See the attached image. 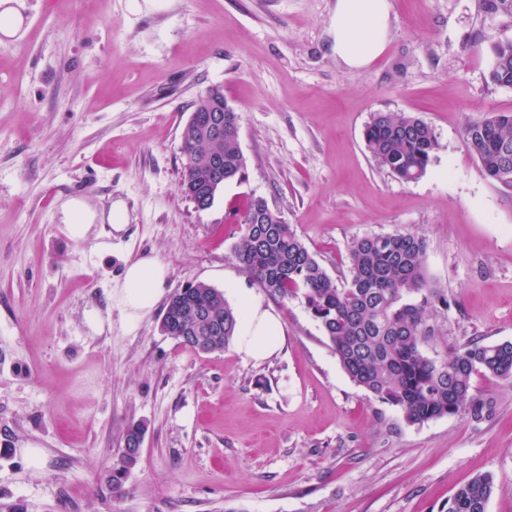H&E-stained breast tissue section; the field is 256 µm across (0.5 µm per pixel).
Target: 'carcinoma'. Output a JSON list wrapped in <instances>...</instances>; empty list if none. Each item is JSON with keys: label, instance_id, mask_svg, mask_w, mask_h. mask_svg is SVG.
<instances>
[{"label": "carcinoma", "instance_id": "cac0c4a2", "mask_svg": "<svg viewBox=\"0 0 512 512\" xmlns=\"http://www.w3.org/2000/svg\"><path fill=\"white\" fill-rule=\"evenodd\" d=\"M491 82L512 87V41L493 47ZM376 164L405 182L421 178L439 143L422 118L406 112H378L364 132ZM464 139L483 174L512 191V113L498 112L469 123ZM190 159L182 168L181 191L193 189L201 206L214 201L218 185L245 173L246 158L237 141L205 139L179 147ZM222 156V168L209 175V159ZM257 199L241 216L240 236L233 247L239 267L272 298L301 297L328 338L348 377L368 395L397 407L412 424L453 415L480 420L489 406L475 391L478 376L512 378V341L471 338L443 356L428 349L442 334L440 310L448 295L426 276V240L410 231L356 238L348 245L349 266L335 281L304 244L293 225L278 213L254 220ZM204 311L219 325L214 349L235 340L239 312L224 294L207 284L175 292L167 304L161 332L195 351L191 339L195 314ZM139 456L121 449L112 467V483L120 489ZM494 489L489 475H477L460 487L448 512H486Z\"/></svg>", "mask_w": 512, "mask_h": 512}]
</instances>
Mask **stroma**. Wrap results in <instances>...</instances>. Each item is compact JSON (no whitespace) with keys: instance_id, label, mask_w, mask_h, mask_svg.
<instances>
[{"instance_id":"35a3bbf8","label":"stroma","mask_w":512,"mask_h":512,"mask_svg":"<svg viewBox=\"0 0 512 512\" xmlns=\"http://www.w3.org/2000/svg\"><path fill=\"white\" fill-rule=\"evenodd\" d=\"M0 37V512H448L491 475L512 512V379L475 385L489 417L406 422L345 374L301 298L263 296L285 349L196 354L127 319L126 257L166 266V294L258 287L233 258L234 215L264 198L328 274L357 237L412 231L451 306L432 351L512 340V191L486 178L466 125L512 112L488 52L512 16L483 0H389L390 37L353 69L332 51L336 0H24ZM224 90L241 114L243 182L206 210L180 191L179 133ZM407 112L439 142L417 181L376 165L363 131ZM122 200L109 251L73 240L60 198ZM137 465L112 490L131 423Z\"/></svg>"}]
</instances>
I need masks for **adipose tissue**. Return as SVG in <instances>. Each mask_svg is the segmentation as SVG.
I'll return each mask as SVG.
<instances>
[{
    "label": "adipose tissue",
    "instance_id": "adipose-tissue-1",
    "mask_svg": "<svg viewBox=\"0 0 512 512\" xmlns=\"http://www.w3.org/2000/svg\"><path fill=\"white\" fill-rule=\"evenodd\" d=\"M389 11V0H336L332 45L336 56L354 69L378 57L390 37ZM59 211L71 237L81 242L102 237L105 224L117 233L125 229V210L119 202L103 210L88 200L70 197L61 199ZM167 275V268L153 257L127 262L123 304L128 316L141 317L152 311L164 293ZM238 307L241 318L236 342L240 350L256 361L278 351L283 342L280 317L246 291L239 292Z\"/></svg>",
    "mask_w": 512,
    "mask_h": 512
}]
</instances>
